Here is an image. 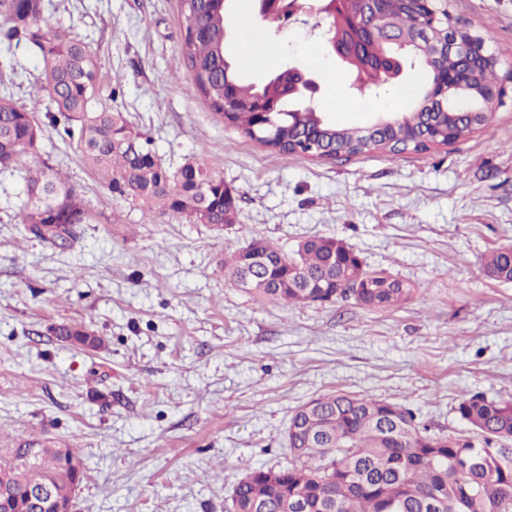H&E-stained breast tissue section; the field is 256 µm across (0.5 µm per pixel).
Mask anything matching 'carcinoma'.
<instances>
[{
  "label": "carcinoma",
  "mask_w": 512,
  "mask_h": 512,
  "mask_svg": "<svg viewBox=\"0 0 512 512\" xmlns=\"http://www.w3.org/2000/svg\"><path fill=\"white\" fill-rule=\"evenodd\" d=\"M231 0H181L185 19L181 55L202 102L224 117V78L233 83L236 102L229 123L246 137L283 157L314 149L320 158L383 150L398 155L429 149L406 137L373 139L359 124L319 121L316 109L302 104L303 92L288 86V71L262 85L240 76L243 65L226 52L224 17ZM416 13L408 0H379L364 11L353 0L351 37L365 73L361 95L384 96L396 87L390 75L418 72L416 100L426 95L436 71L453 70L456 60L420 47L392 43L387 33L410 32ZM25 42L41 64L44 87L55 93L30 107L0 97V169L38 153L45 113L61 139L75 147L84 163L121 198L160 215L186 217L196 224H224L222 172L188 162L170 171L150 139L129 124L123 112L94 105L99 79L90 47L68 30L41 17L39 0H0V45ZM498 55L473 72L484 88L498 84ZM475 128L460 121L438 132L455 143ZM26 200L17 214L25 230L54 245H65L73 228L90 220L85 203L64 175L47 161L35 163L24 177ZM336 237H313L286 254L262 237L224 256L223 269L237 287L293 305L353 299L368 308H390L406 301L412 285L386 270H370L353 249L336 248ZM493 279L512 282V247L485 258ZM290 417L292 463L286 468H250L238 482L226 512H287L294 501L302 512H431L424 501L445 505V512H512V400L480 395L462 399L456 412L472 434H431L416 413L396 406L389 415L383 401L350 393H328L310 400ZM68 448L40 449L35 464L12 451L0 457V512H21L29 488L50 480L62 498L72 496L81 478L63 459Z\"/></svg>",
  "instance_id": "cac0c4a2"
}]
</instances>
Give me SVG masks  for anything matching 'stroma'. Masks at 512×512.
I'll use <instances>...</instances> for the list:
<instances>
[{
    "label": "stroma",
    "mask_w": 512,
    "mask_h": 512,
    "mask_svg": "<svg viewBox=\"0 0 512 512\" xmlns=\"http://www.w3.org/2000/svg\"><path fill=\"white\" fill-rule=\"evenodd\" d=\"M43 15L89 42L98 99L124 112L171 169L211 165L237 192L235 224L161 216L113 195L44 126L39 159L66 172L92 218L63 247L17 224L23 168L0 170V455L41 442L74 448L76 512H224L252 467L282 468L295 409L321 394L412 409L436 434L455 408L512 400V283L484 256L512 246V0H450L499 53L504 90L486 125L448 146L393 156L284 159L214 116L181 59L180 0H43ZM300 13L272 38L252 0L225 18L233 44L263 55L255 82L315 59L326 111L345 122L377 100L332 89L339 74ZM44 98L28 44L0 53V96ZM258 235L285 252L343 238L372 270L409 282L390 309L354 300L292 307L233 287L221 261ZM84 326L101 345L62 340Z\"/></svg>",
    "instance_id": "obj_1"
}]
</instances>
